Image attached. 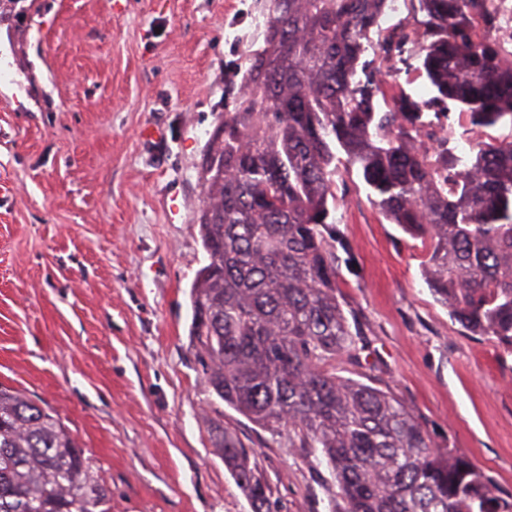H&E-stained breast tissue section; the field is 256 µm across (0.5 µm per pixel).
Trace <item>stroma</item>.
I'll return each mask as SVG.
<instances>
[{"label":"stroma","instance_id":"35a3bbf8","mask_svg":"<svg viewBox=\"0 0 512 512\" xmlns=\"http://www.w3.org/2000/svg\"><path fill=\"white\" fill-rule=\"evenodd\" d=\"M254 0H13L0 11V383L47 403L81 442L112 512H251L214 444L249 451L278 512H329L312 448L214 403L190 346L206 262L197 165L232 108ZM388 94L431 97L417 46ZM341 288L373 386L439 447L512 491V356L466 335L420 278V241L344 174ZM182 203L170 214L165 201Z\"/></svg>","mask_w":512,"mask_h":512}]
</instances>
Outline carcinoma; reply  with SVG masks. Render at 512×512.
Wrapping results in <instances>:
<instances>
[{"instance_id":"carcinoma-1","label":"carcinoma","mask_w":512,"mask_h":512,"mask_svg":"<svg viewBox=\"0 0 512 512\" xmlns=\"http://www.w3.org/2000/svg\"><path fill=\"white\" fill-rule=\"evenodd\" d=\"M262 45L245 55V91L224 111L198 168L207 263L190 290V339L210 392L290 448H315L342 512H512V493L424 424L371 376L339 374L364 349L339 292L340 169L425 247L421 277L470 336L512 354V62L491 32L494 0H417L423 69L436 95L391 96L381 66L410 31L366 35L386 0H257ZM482 26L486 35L476 34ZM466 108L478 138L462 157L422 109ZM214 445L250 503L274 512L247 450L223 428ZM0 512H112L78 440L50 407L0 385Z\"/></svg>"}]
</instances>
